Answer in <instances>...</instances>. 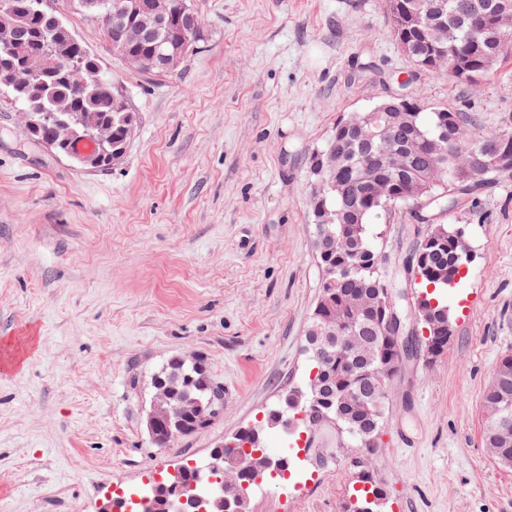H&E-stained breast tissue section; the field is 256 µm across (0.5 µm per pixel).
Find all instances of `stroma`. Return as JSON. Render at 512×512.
<instances>
[{
  "instance_id": "stroma-1",
  "label": "stroma",
  "mask_w": 512,
  "mask_h": 512,
  "mask_svg": "<svg viewBox=\"0 0 512 512\" xmlns=\"http://www.w3.org/2000/svg\"><path fill=\"white\" fill-rule=\"evenodd\" d=\"M126 90L134 137L107 169L29 143L0 102V512H100L113 489L203 457L260 425L305 387V334L321 269L308 158L337 120L400 92L423 109L512 114V57L474 86L416 73L384 0H194L197 49L152 79L113 55L72 0H46ZM472 261L448 291L454 334L438 358L392 379L379 448L348 447L335 423L266 434L297 439L304 492L264 476L246 512H346L362 473L383 512H512V467L483 441V394L512 352V173L480 195ZM427 232L412 206L372 227L386 284L414 294L407 256ZM204 358L224 404L159 448L146 416L154 372Z\"/></svg>"
}]
</instances>
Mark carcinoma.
<instances>
[{
	"label": "carcinoma",
	"mask_w": 512,
	"mask_h": 512,
	"mask_svg": "<svg viewBox=\"0 0 512 512\" xmlns=\"http://www.w3.org/2000/svg\"><path fill=\"white\" fill-rule=\"evenodd\" d=\"M408 0H386V13L390 32L395 41L410 43L411 58L415 66L427 74H436L442 66H449L458 59L459 52L474 42L472 23L477 16H488L498 0H442L444 18L448 24V40H443L437 29L416 31L403 23L401 7ZM44 6L37 0H0V99L8 102L26 117L50 115L40 131L28 132L38 141L53 133V118L66 121L76 132L77 138L68 144L75 152L77 144L89 132L103 131L104 137H92V154L108 157L131 141L119 114L131 111L127 106L124 89L106 72L102 62L85 45L70 39L71 30L56 18L55 27L48 29L39 11ZM80 11L96 19L105 41L112 34V14L107 7L93 11L80 6ZM202 34L192 35L179 23L162 28L156 35L127 44L118 52L126 61L133 57L152 55L157 42H162L173 54L169 67L143 68L147 75H166L194 51ZM60 52V64L32 72L27 84L16 88L1 79L23 69L42 57L47 47ZM512 54V28L491 33L480 40L476 47L477 67L456 77L461 84L472 85L484 79L497 61ZM448 122L446 157L440 162L444 173L438 175L427 166V142L440 133L441 119ZM418 134L404 163L392 167L386 160L396 143L374 142L366 145L358 141L349 128L336 127L322 145L326 152L336 148V181L352 199L344 207L341 199L332 192L326 205L340 211L330 224L315 227V235L336 241V247L317 257L322 269L318 305L315 306L307 332L328 329L335 341L347 336H358L364 342H375L374 349L359 360L349 356L325 357L307 348L314 375L305 389H291L287 396L298 397L296 406L288 412L302 411L312 417L309 394L312 389L323 388L332 404L322 408L328 418L335 421L355 448H375L382 432L389 380H384L382 390L375 393L380 370L390 363L397 367L403 355L401 348L383 340L382 325L387 312L384 303L388 286L381 279V257L377 251L371 226L380 215L390 209L415 203L409 196L412 189L419 190V198L435 211H453L458 207L473 210L477 207V192L501 171L491 165L471 167L472 160L483 158L494 147L512 150V118L506 117L494 132L476 129L475 119L467 112L446 107H435L430 112H418L414 118ZM381 182L391 184L393 198L389 203L376 202L370 189ZM467 229L461 224L434 223L425 235L426 263L415 262L411 273L419 279L421 291L414 305V319L428 331L420 344L415 346L428 359L440 357L448 347L453 326L444 303V290L457 283L461 267L470 259L461 249ZM376 296L370 308L362 313L352 309L349 296L367 291ZM499 366L506 371L498 381L486 388L484 407L496 408L499 414L512 419V353L502 357ZM155 380L164 385L166 402L172 414L182 420V437H189L200 428V417L195 402L206 405L212 397L219 396L208 378L203 361L188 364L174 357L158 370ZM493 418L484 421L486 446L498 461L512 464V446L501 444L492 428ZM265 430L261 427L243 431L235 438V445L223 448L227 469V485L242 483V475L264 466ZM383 492L373 485L360 490L350 512H379Z\"/></svg>",
	"instance_id": "cac0c4a2"
}]
</instances>
